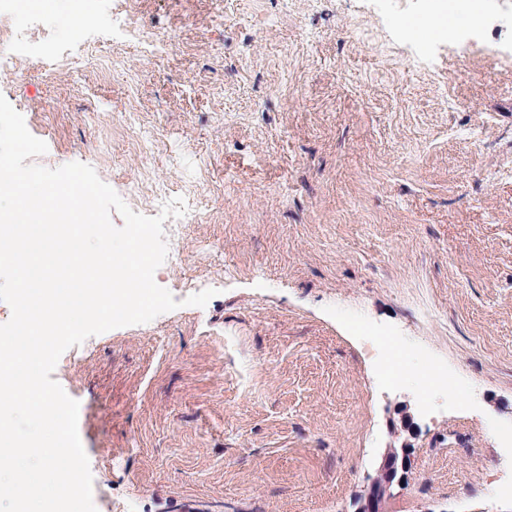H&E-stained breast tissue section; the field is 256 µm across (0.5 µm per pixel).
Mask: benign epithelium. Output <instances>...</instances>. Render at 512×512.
I'll return each instance as SVG.
<instances>
[{"label":"benign epithelium","mask_w":512,"mask_h":512,"mask_svg":"<svg viewBox=\"0 0 512 512\" xmlns=\"http://www.w3.org/2000/svg\"><path fill=\"white\" fill-rule=\"evenodd\" d=\"M412 430L411 416L403 411L392 421L394 443L385 448L373 471L366 475L363 489L353 502L352 512H391L393 489L409 481L413 473L411 445L404 433Z\"/></svg>","instance_id":"7a95c632"}]
</instances>
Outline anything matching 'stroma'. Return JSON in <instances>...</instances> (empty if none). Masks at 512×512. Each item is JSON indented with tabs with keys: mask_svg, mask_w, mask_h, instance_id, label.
Wrapping results in <instances>:
<instances>
[{
	"mask_svg": "<svg viewBox=\"0 0 512 512\" xmlns=\"http://www.w3.org/2000/svg\"><path fill=\"white\" fill-rule=\"evenodd\" d=\"M91 4L74 43L77 0H41L48 24L0 73L37 164H88L147 216L163 192L202 213L154 275L178 308L52 373L99 512H351L402 405L393 512H512V68L406 37L418 0ZM199 285L214 297L186 305Z\"/></svg>",
	"mask_w": 512,
	"mask_h": 512,
	"instance_id": "1",
	"label": "stroma"
}]
</instances>
